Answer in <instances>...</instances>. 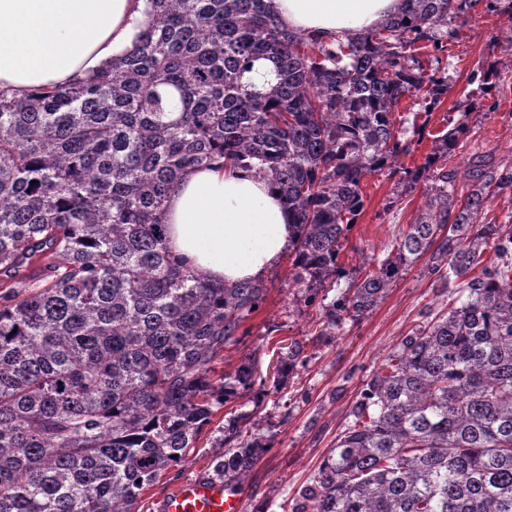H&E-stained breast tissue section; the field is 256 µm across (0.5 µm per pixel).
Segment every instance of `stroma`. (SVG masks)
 I'll list each match as a JSON object with an SVG mask.
<instances>
[{
	"mask_svg": "<svg viewBox=\"0 0 512 512\" xmlns=\"http://www.w3.org/2000/svg\"><path fill=\"white\" fill-rule=\"evenodd\" d=\"M498 62L493 90L494 110L479 106L470 114L471 131L448 159L458 170V186H466V170L477 158L512 161V17L499 12H477L461 26L458 39L448 45L441 61L448 70V96L430 116L411 154L401 164L415 168L432 151L443 118L470 87L467 77L483 57ZM365 208L349 235L340 260L346 267L386 253L395 239L413 223L423 203L424 190L402 193L396 178L377 175L365 179ZM289 263L280 257L263 279L266 299L249 322L242 344L224 352V371L243 358L255 366L256 384L245 396L227 402L205 427L182 469L168 471L144 494L141 512H162L164 500L185 482L212 475V461L220 452L229 419L246 414L252 433L266 439L271 449L249 478L234 485L246 512H283L336 445L363 380L380 367L388 353L425 315L444 308L449 289L435 283L414 264L389 288L378 306L357 321H346L340 332L320 335L321 309L304 300L302 289L288 283ZM299 342L306 363L292 375H277L283 342Z\"/></svg>",
	"mask_w": 512,
	"mask_h": 512,
	"instance_id": "stroma-1",
	"label": "stroma"
}]
</instances>
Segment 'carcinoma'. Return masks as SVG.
I'll return each instance as SVG.
<instances>
[{"label": "carcinoma", "instance_id": "carcinoma-1", "mask_svg": "<svg viewBox=\"0 0 512 512\" xmlns=\"http://www.w3.org/2000/svg\"><path fill=\"white\" fill-rule=\"evenodd\" d=\"M500 0H398L378 27L328 44L266 0H145L135 49L95 78L0 94V512H139L183 465L218 407L252 389L261 280L210 284L167 246L170 187L216 159L278 185L294 225L288 283L347 280L321 335L369 314L408 267L459 296L417 325L367 380L336 447L291 512H512V227L486 204L512 162L481 163L457 192L448 157L468 100L414 170L396 110L429 115L458 21ZM488 59L468 83L490 87ZM428 183L388 254L339 263L364 178ZM492 255L485 256L486 251ZM294 343L281 368L305 363ZM228 424L218 479L245 480L267 448Z\"/></svg>", "mask_w": 512, "mask_h": 512}]
</instances>
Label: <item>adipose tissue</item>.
Wrapping results in <instances>:
<instances>
[{"label":"adipose tissue","instance_id":"obj_1","mask_svg":"<svg viewBox=\"0 0 512 512\" xmlns=\"http://www.w3.org/2000/svg\"><path fill=\"white\" fill-rule=\"evenodd\" d=\"M291 30L323 40L379 25L397 0H268ZM144 0H0V90L94 78L133 50ZM167 245L211 283L255 280L286 250L293 226L280 190L216 161L189 171L166 203Z\"/></svg>","mask_w":512,"mask_h":512}]
</instances>
